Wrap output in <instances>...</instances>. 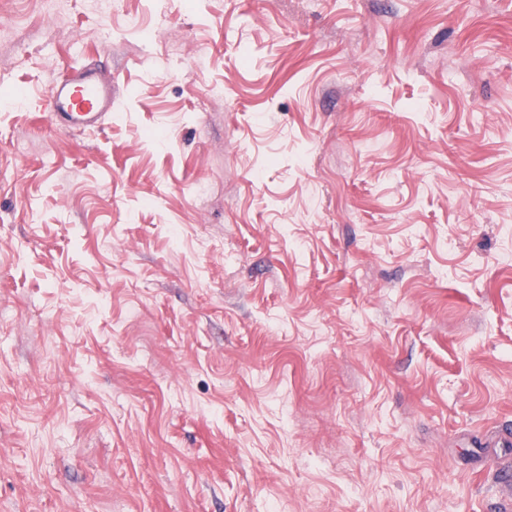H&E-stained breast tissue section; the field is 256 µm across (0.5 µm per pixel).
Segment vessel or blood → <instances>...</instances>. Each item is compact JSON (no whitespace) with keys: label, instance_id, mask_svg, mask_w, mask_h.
<instances>
[{"label":"vessel or blood","instance_id":"b4317fda","mask_svg":"<svg viewBox=\"0 0 512 512\" xmlns=\"http://www.w3.org/2000/svg\"><path fill=\"white\" fill-rule=\"evenodd\" d=\"M48 100L53 122L68 128L93 130L112 113V87L93 74L81 80L62 79L51 84Z\"/></svg>","mask_w":512,"mask_h":512}]
</instances>
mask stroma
I'll return each mask as SVG.
<instances>
[{
	"mask_svg": "<svg viewBox=\"0 0 512 512\" xmlns=\"http://www.w3.org/2000/svg\"><path fill=\"white\" fill-rule=\"evenodd\" d=\"M13 93L0 512H496L512 0H0ZM48 100L51 120L67 128L95 130L112 114V86L90 72L79 81L64 78L53 82Z\"/></svg>",
	"mask_w": 512,
	"mask_h": 512,
	"instance_id": "35a3bbf8",
	"label": "stroma"
}]
</instances>
